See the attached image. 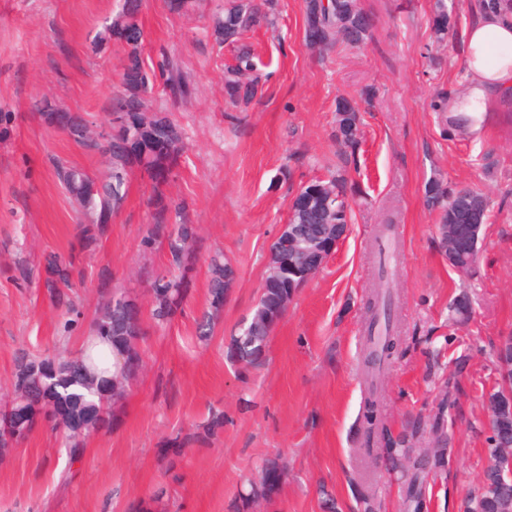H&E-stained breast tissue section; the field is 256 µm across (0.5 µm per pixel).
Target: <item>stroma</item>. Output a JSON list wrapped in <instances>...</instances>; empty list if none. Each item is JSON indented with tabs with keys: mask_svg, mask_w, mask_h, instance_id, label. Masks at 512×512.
I'll return each instance as SVG.
<instances>
[{
	"mask_svg": "<svg viewBox=\"0 0 512 512\" xmlns=\"http://www.w3.org/2000/svg\"><path fill=\"white\" fill-rule=\"evenodd\" d=\"M435 0H360L372 27L363 45L326 52L304 44L303 0H278L276 30L254 28L246 41L265 76L245 110L224 94L229 57L212 36L221 0H196L184 14L167 0H143L139 48L146 68L171 60L189 86L183 98L155 87L152 105L167 112L185 144L167 188L188 204L199 237L181 310L162 328L145 321L137 347L145 367L114 407L109 429L70 450L42 428L0 453V512H132L166 487L169 512H240L262 466L283 471L257 512H407L396 475L387 473L363 417L369 308L387 288L397 348L379 373L377 414L393 432L410 431L451 381L448 463L429 475L424 512H463V499L490 464L486 397L497 388L495 349L512 334V123L486 106L479 138L460 133L439 97L465 88L462 33L479 0H446L452 26L443 43L432 28ZM123 0H0V398L10 390L14 354L66 347L60 314L43 289L15 281L18 258L55 252L83 270L77 300L93 315L102 291L150 295L137 273L164 267L140 240L154 221L151 182L132 170L127 197L90 248L76 235L84 217L58 184L56 156L97 176L106 162L71 142L33 110L51 97L103 122L123 87L128 48L94 47L105 18ZM353 100L362 143L344 160L333 137L336 102ZM344 170L356 202L345 236L325 267L299 288L249 368L228 356L230 338L261 293L269 246L297 190ZM440 179L468 186L488 201L474 268L462 273L440 252L436 215L425 186ZM223 250L236 270L223 306L210 309L208 256ZM466 312H457L458 303ZM214 314L208 342L196 320ZM213 409L224 425L207 444L194 437ZM185 447L167 469L168 442Z\"/></svg>",
	"mask_w": 512,
	"mask_h": 512,
	"instance_id": "35a3bbf8",
	"label": "stroma"
}]
</instances>
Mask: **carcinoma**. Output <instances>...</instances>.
Instances as JSON below:
<instances>
[{"mask_svg": "<svg viewBox=\"0 0 512 512\" xmlns=\"http://www.w3.org/2000/svg\"><path fill=\"white\" fill-rule=\"evenodd\" d=\"M140 6L141 0H124L121 11L95 36L93 45L99 47L113 38L127 44L138 41ZM303 11L305 30L314 34L319 47L325 50L339 41L358 47L367 39L370 20L358 0H332L328 7L323 0H303ZM276 18V0L260 3L256 0H224L223 15L214 21L215 39L233 51V63L224 66V93L235 108L249 106L261 90L257 56L243 40L254 26L262 22L272 26ZM450 22L444 0H436L432 25L437 40H444ZM125 71L134 75V80L126 85L120 97L113 100L109 114L127 112L134 122L127 127L115 126L110 139L86 146V149L103 155L108 162L107 170L97 178L96 188L89 187V174L85 171L56 157L49 158V162L59 182L77 199L84 214L93 218L92 223L80 225L85 248L96 242L108 217L123 203L130 170L137 167L148 175L153 184L149 201L155 211L156 223L147 228L140 247L145 252L162 248L168 254V268L149 277L152 290L150 318L155 325L162 326L183 303L186 277L196 260L197 232L194 225L185 221L166 223L170 209L166 186L182 153V141L165 113L149 111L147 96L153 89L155 74L144 67L138 48L131 51ZM167 72L170 94L175 98L184 96L187 93L185 80L172 68ZM34 108L43 113L49 123L59 122L57 129L64 133H78L85 121V117L76 112H46L41 100L35 101ZM360 123V113L350 101L337 100L336 142L351 156L360 146ZM425 199L427 206L437 212L444 251L449 247L452 234L464 221L484 224L488 219L487 200L478 191L460 198L443 181L433 179L425 186ZM351 212L347 180L337 175L315 179L301 189L292 207L290 223L302 228L313 224V233L326 237L332 225L349 223ZM39 267L37 286L46 290L52 305L65 316L63 332L68 337L84 321L73 297L75 276L81 271L76 269L72 259L56 253L43 255ZM226 269L228 264L224 262L223 254L210 257V306L215 310L224 304ZM298 286V278L290 273L288 287L264 289L249 321L252 326L249 335L243 337L237 332L231 336V358L239 359L245 366L256 363L273 328L269 323L271 314ZM373 327L375 323L372 322L365 347L368 364L385 361L387 356L383 355V349L395 348L389 326H384L383 332L377 335ZM88 334L112 344L116 352L115 370L109 379L95 380L81 353L72 354L66 349L45 356L25 350L16 352L10 396L0 403V450L19 443L10 432L16 418L26 421L29 433L45 425L53 432L65 434L75 448L85 438L108 427L111 404L124 398L131 381L143 368L141 354L136 348L137 341L144 335L143 312L130 306L125 291L115 288L99 303L89 322ZM449 396L450 390L444 389L442 398L446 407L438 408L425 419H417L408 439H395L373 415L366 418L368 433L383 442L391 468L401 467L403 459L412 461V470L406 473L411 512H422L423 509L424 475L418 462L424 447L419 445L420 438L426 434L427 444L437 445L427 459L429 469L440 470L447 460V448L439 431L447 422L446 408L451 406ZM488 401L492 435L488 437L487 453L494 463L502 462L509 452L505 448V438L512 434V407L501 385L489 394ZM465 512H512V488L501 483L496 466H490L478 486L467 493Z\"/></svg>", "mask_w": 512, "mask_h": 512, "instance_id": "obj_1", "label": "carcinoma"}]
</instances>
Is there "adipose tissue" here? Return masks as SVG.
I'll use <instances>...</instances> for the list:
<instances>
[{
  "mask_svg": "<svg viewBox=\"0 0 512 512\" xmlns=\"http://www.w3.org/2000/svg\"><path fill=\"white\" fill-rule=\"evenodd\" d=\"M468 86L448 104L453 117L469 119V133H478L475 118L488 101L512 93V12L482 8L463 32Z\"/></svg>",
  "mask_w": 512,
  "mask_h": 512,
  "instance_id": "obj_1",
  "label": "adipose tissue"
}]
</instances>
